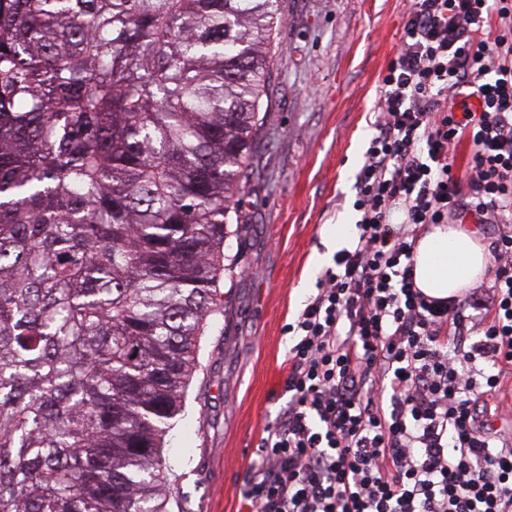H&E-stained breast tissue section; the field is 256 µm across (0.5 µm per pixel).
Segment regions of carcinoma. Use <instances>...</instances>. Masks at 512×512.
I'll list each match as a JSON object with an SVG mask.
<instances>
[{
  "label": "carcinoma",
  "instance_id": "cac0c4a2",
  "mask_svg": "<svg viewBox=\"0 0 512 512\" xmlns=\"http://www.w3.org/2000/svg\"><path fill=\"white\" fill-rule=\"evenodd\" d=\"M282 0H0V512H170Z\"/></svg>",
  "mask_w": 512,
  "mask_h": 512
}]
</instances>
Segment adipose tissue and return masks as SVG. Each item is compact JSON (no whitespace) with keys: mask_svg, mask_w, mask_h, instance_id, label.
<instances>
[{"mask_svg":"<svg viewBox=\"0 0 512 512\" xmlns=\"http://www.w3.org/2000/svg\"><path fill=\"white\" fill-rule=\"evenodd\" d=\"M486 263L487 249L473 225H434L415 246V284L433 298H458Z\"/></svg>","mask_w":512,"mask_h":512,"instance_id":"1","label":"adipose tissue"}]
</instances>
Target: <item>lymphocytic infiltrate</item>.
<instances>
[{
    "label": "lymphocytic infiltrate",
    "mask_w": 512,
    "mask_h": 512,
    "mask_svg": "<svg viewBox=\"0 0 512 512\" xmlns=\"http://www.w3.org/2000/svg\"><path fill=\"white\" fill-rule=\"evenodd\" d=\"M355 176L357 235L288 330L252 512H512V0H412ZM467 143L469 162L451 155ZM432 224L490 227L488 281L416 287Z\"/></svg>",
    "instance_id": "f902f5d3"
}]
</instances>
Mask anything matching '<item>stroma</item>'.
<instances>
[{
    "instance_id": "stroma-1",
    "label": "stroma",
    "mask_w": 512,
    "mask_h": 512,
    "mask_svg": "<svg viewBox=\"0 0 512 512\" xmlns=\"http://www.w3.org/2000/svg\"><path fill=\"white\" fill-rule=\"evenodd\" d=\"M410 0H284L256 144L236 197L219 283L222 315L201 339L172 512H248L247 472L288 399L286 330L325 267L329 230L354 217L355 175L376 133L378 85Z\"/></svg>"
}]
</instances>
